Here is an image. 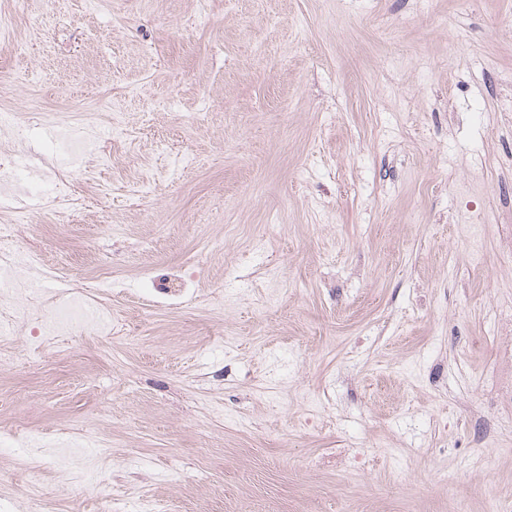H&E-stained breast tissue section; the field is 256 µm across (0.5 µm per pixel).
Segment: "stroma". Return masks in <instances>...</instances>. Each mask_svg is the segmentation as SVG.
<instances>
[{
    "instance_id": "35a3bbf8",
    "label": "stroma",
    "mask_w": 512,
    "mask_h": 512,
    "mask_svg": "<svg viewBox=\"0 0 512 512\" xmlns=\"http://www.w3.org/2000/svg\"><path fill=\"white\" fill-rule=\"evenodd\" d=\"M25 13L44 36L0 54V97L110 89L130 140L62 229L37 204L86 156L31 129L16 202L124 323L0 367V432L45 464L34 491L0 450V512H512V0ZM170 272L183 303H153Z\"/></svg>"
}]
</instances>
